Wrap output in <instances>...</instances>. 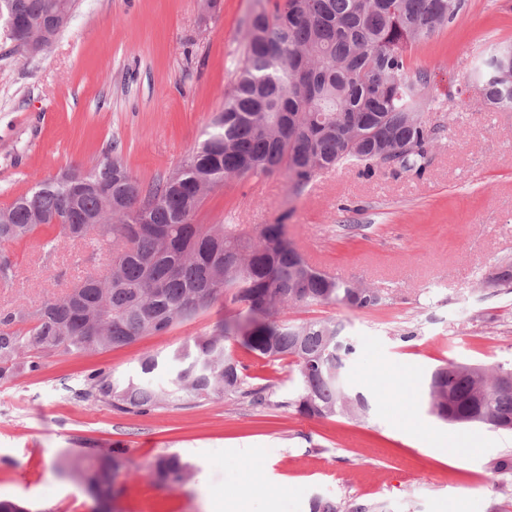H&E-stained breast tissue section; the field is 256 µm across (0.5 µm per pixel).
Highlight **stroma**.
Here are the masks:
<instances>
[{
  "label": "stroma",
  "mask_w": 512,
  "mask_h": 512,
  "mask_svg": "<svg viewBox=\"0 0 512 512\" xmlns=\"http://www.w3.org/2000/svg\"><path fill=\"white\" fill-rule=\"evenodd\" d=\"M257 0H78L56 41L35 56L0 32V207L37 181L117 147L150 184L205 137L232 86ZM512 40V0H465L457 19L410 54L431 78L435 136L422 176L345 166L294 193L283 174L230 179L205 199L201 224L283 223L330 276L378 290L370 310L297 307L291 320L335 318L356 343L345 382L369 401L364 421L306 418L286 404L289 361L250 358V385L270 404L180 396L145 414L80 394L90 375L121 383L158 355L153 383L171 388L176 349L224 317L216 302L164 335L102 353L46 355L38 371L0 383V500L27 512H92L68 467L88 448L122 450L128 471L115 512H309L313 496L382 512H512V477L488 479L512 433L438 420L426 377L447 361L512 365V291L484 287L512 259V111L486 107L471 78L480 54ZM53 254H46V243ZM16 281L0 310L64 296L106 252L41 229L11 245ZM471 436L460 453L458 439ZM176 454L194 472L176 488L150 467Z\"/></svg>",
  "instance_id": "stroma-1"
}]
</instances>
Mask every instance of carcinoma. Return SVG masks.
<instances>
[{
	"mask_svg": "<svg viewBox=\"0 0 512 512\" xmlns=\"http://www.w3.org/2000/svg\"><path fill=\"white\" fill-rule=\"evenodd\" d=\"M464 0H273L253 13L236 82L205 139L167 175L144 185L118 156L93 167L70 166L0 208V283L16 277L6 246L56 226L71 241L106 246V267L88 273L60 299L31 310L0 312V381L35 372L57 351L87 353L166 333L175 323L224 299L229 315L173 353L176 391L156 388L155 354L140 360L142 378L119 384L94 374L84 391L124 413H147L174 393L220 400L226 395L267 401L249 388L248 365L236 345L263 359H289L298 385L288 406L308 418H362L369 402L345 384L354 345L336 319L288 320L291 306H379L383 297L322 272L288 240L283 224H198L206 196L229 178L281 170L296 193L339 166L371 168L395 160L422 173L434 130L427 111L430 78L411 70L408 55L439 27L452 23ZM74 0H0V21L14 33L37 28L53 9L72 11ZM487 103L512 110V42L491 46L475 67ZM512 366L465 375L444 363L431 373L427 403L450 425L512 430V390L495 387ZM121 454L98 448L75 468L89 496L107 506ZM155 480L181 486L191 466L177 455L159 460ZM310 512H375L374 507L315 497Z\"/></svg>",
	"mask_w": 512,
	"mask_h": 512,
	"instance_id": "cac0c4a2",
	"label": "carcinoma"
}]
</instances>
